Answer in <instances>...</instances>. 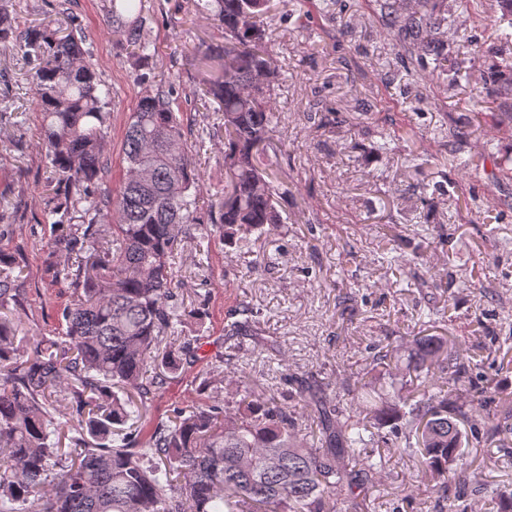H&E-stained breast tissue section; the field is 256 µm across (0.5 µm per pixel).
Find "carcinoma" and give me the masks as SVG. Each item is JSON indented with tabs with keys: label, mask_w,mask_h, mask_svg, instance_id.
<instances>
[{
	"label": "carcinoma",
	"mask_w": 512,
	"mask_h": 512,
	"mask_svg": "<svg viewBox=\"0 0 512 512\" xmlns=\"http://www.w3.org/2000/svg\"><path fill=\"white\" fill-rule=\"evenodd\" d=\"M379 16L401 49L400 63L420 77L422 61L448 69L441 50V0H375ZM501 42H512V0H497ZM194 14L218 22L224 46L204 57L207 77L197 96L217 101L224 112V196L211 225L198 217L200 172L189 156L184 115L175 110V86L137 73L143 92L124 139L126 174L117 195L101 191L108 173L104 128L110 88L91 62L78 18L53 28L19 29L0 4V43H10L36 65L30 74L33 100L42 115L41 140L57 186L45 221L72 225L82 206L83 232L60 235L55 244L75 256L57 265L55 277L72 269L81 291L61 310L67 343L34 340L16 344L22 298L20 263L0 253V512H376L362 495L381 470L377 449L389 437L417 450L431 477L467 464L464 447L479 432L500 433L496 414L465 436L458 420L468 417L458 402L459 385L470 370L468 352L443 353L435 336H418L399 373L396 394L375 389L369 375L381 355L363 369L367 381L347 388L351 400L314 376L292 377L297 397L318 433L303 438L305 424L285 404L252 398L242 382L240 399L204 402L186 412L172 410L166 422L144 420L171 377L198 359V348L179 341L173 321V265L181 241L216 231L230 246L242 234L283 223L278 188L261 166L275 132L276 71L265 40L270 0H192ZM112 34L146 64L155 53L144 36L150 20L146 0H105ZM473 106L492 123L512 122V56L501 54L472 87ZM110 225L107 248L97 246L98 226ZM231 324L249 329L256 353L268 350L253 310ZM171 339L162 350L163 337ZM156 369L146 381L149 368ZM445 373L435 383V372ZM70 400L72 445L59 453L60 397ZM128 430L120 432V427ZM389 427V434L381 428ZM495 512H512V489L491 491Z\"/></svg>",
	"instance_id": "cac0c4a2"
}]
</instances>
